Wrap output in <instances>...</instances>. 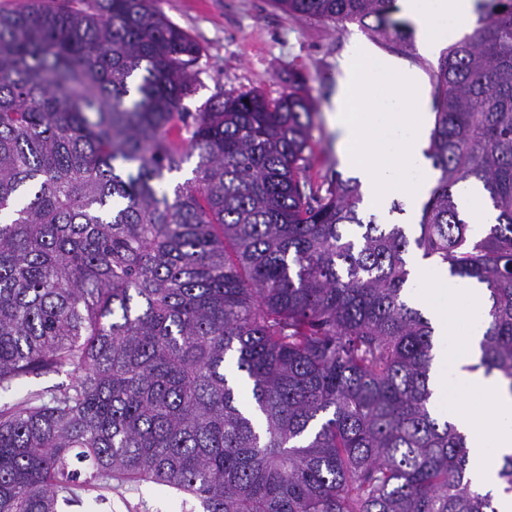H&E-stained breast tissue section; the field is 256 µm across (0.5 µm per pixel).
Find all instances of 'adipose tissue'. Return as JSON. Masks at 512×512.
Returning <instances> with one entry per match:
<instances>
[{"mask_svg": "<svg viewBox=\"0 0 512 512\" xmlns=\"http://www.w3.org/2000/svg\"><path fill=\"white\" fill-rule=\"evenodd\" d=\"M397 6L411 21L421 50L428 54L477 26L475 0H397Z\"/></svg>", "mask_w": 512, "mask_h": 512, "instance_id": "1", "label": "adipose tissue"}]
</instances>
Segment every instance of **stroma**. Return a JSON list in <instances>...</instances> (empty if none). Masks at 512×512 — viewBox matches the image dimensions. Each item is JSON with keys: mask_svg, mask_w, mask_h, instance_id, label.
Returning a JSON list of instances; mask_svg holds the SVG:
<instances>
[{"mask_svg": "<svg viewBox=\"0 0 512 512\" xmlns=\"http://www.w3.org/2000/svg\"><path fill=\"white\" fill-rule=\"evenodd\" d=\"M156 5L201 47L193 66L196 90L183 101L186 111L228 92L256 90L274 99L287 91L289 80L301 81L317 109L308 174L325 187L349 176L339 165L337 134L327 109L352 39L370 40L376 55L418 71L427 85L439 63L438 56L424 54L419 46L370 39L358 23L298 19L271 0H157ZM78 493L82 506L68 512H201L197 501L185 503L175 490L145 484L109 490L93 484Z\"/></svg>", "mask_w": 512, "mask_h": 512, "instance_id": "stroma-1", "label": "stroma"}]
</instances>
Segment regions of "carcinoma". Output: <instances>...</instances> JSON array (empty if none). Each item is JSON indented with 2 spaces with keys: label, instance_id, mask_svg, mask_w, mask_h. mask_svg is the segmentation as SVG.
Segmentation results:
<instances>
[{
  "label": "carcinoma",
  "instance_id": "carcinoma-1",
  "mask_svg": "<svg viewBox=\"0 0 512 512\" xmlns=\"http://www.w3.org/2000/svg\"><path fill=\"white\" fill-rule=\"evenodd\" d=\"M272 3L412 39L395 0ZM477 9L432 75L438 177L412 239L364 215L357 180L306 175L302 89L183 111L201 48L155 0L0 11V391L74 378L0 406V512L81 504L76 462L203 512H497L434 408V328L408 297L413 248L484 285L470 369L512 396V0ZM471 180L497 211L481 235ZM498 477L512 495V455ZM465 203L467 206V209L470 214V229L475 234H481L485 228L483 227L482 231L477 233L474 230V226L477 228H481L482 224H492L494 223V218L486 212V210L483 208V206L480 203V200L478 196L473 192H466L464 194Z\"/></svg>",
  "mask_w": 512,
  "mask_h": 512
}]
</instances>
